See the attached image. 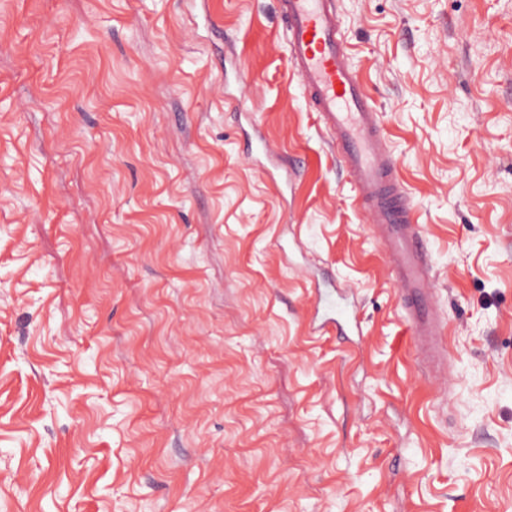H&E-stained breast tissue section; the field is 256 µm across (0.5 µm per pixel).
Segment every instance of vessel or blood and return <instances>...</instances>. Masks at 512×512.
I'll list each match as a JSON object with an SVG mask.
<instances>
[{
  "label": "vessel or blood",
  "mask_w": 512,
  "mask_h": 512,
  "mask_svg": "<svg viewBox=\"0 0 512 512\" xmlns=\"http://www.w3.org/2000/svg\"><path fill=\"white\" fill-rule=\"evenodd\" d=\"M289 63L339 150L345 173L357 184L360 202L391 258L399 301L415 344L428 365L448 362L446 323L437 313L429 256L410 203L398 180L381 119L350 63L340 37L334 0H278Z\"/></svg>",
  "instance_id": "1"
}]
</instances>
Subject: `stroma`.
<instances>
[{"label": "stroma", "instance_id": "stroma-1", "mask_svg": "<svg viewBox=\"0 0 512 512\" xmlns=\"http://www.w3.org/2000/svg\"><path fill=\"white\" fill-rule=\"evenodd\" d=\"M337 6L447 374L277 0H0V512H512V0Z\"/></svg>", "mask_w": 512, "mask_h": 512}]
</instances>
